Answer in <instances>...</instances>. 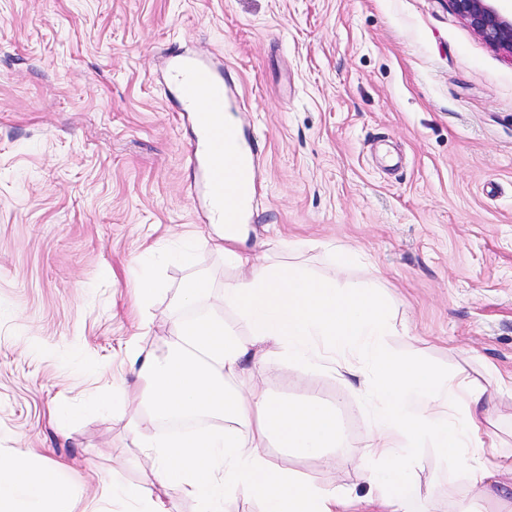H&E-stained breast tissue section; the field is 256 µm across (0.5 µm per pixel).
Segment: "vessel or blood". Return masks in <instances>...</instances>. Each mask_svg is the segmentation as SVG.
Returning a JSON list of instances; mask_svg holds the SVG:
<instances>
[{
  "label": "vessel or blood",
  "instance_id": "obj_1",
  "mask_svg": "<svg viewBox=\"0 0 512 512\" xmlns=\"http://www.w3.org/2000/svg\"><path fill=\"white\" fill-rule=\"evenodd\" d=\"M167 70L177 90V104L192 123L202 129V140L189 149L190 166L203 182L206 202L222 199L224 223L238 224L253 219L252 197H239L228 183V176L246 175L250 184H258L259 168L255 162L257 140L234 137L215 116L226 109L231 90L208 58L203 55L171 51Z\"/></svg>",
  "mask_w": 512,
  "mask_h": 512
}]
</instances>
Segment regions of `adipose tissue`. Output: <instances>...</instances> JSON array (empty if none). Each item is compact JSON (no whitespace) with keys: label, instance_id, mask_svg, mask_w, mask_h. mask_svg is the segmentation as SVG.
<instances>
[{"label":"adipose tissue","instance_id":"ef3b65f1","mask_svg":"<svg viewBox=\"0 0 512 512\" xmlns=\"http://www.w3.org/2000/svg\"><path fill=\"white\" fill-rule=\"evenodd\" d=\"M218 230L215 247L239 272L224 284V306L246 334L218 318L180 319L167 359L127 346L140 390L112 397L116 404L148 400L130 433L157 479L194 500L198 512H223L225 499L239 497L258 504L260 512H345L356 502L350 489L322 486L273 460L274 446L325 459L342 436L334 408L269 392L263 377L282 355L295 366L339 368L373 410L364 453L373 464L365 503H380L386 512H438L434 493L421 492L410 475L415 449L429 446L465 473L457 512H476L482 499L494 501L495 512H512V498L493 487L503 464L484 425V387L387 349L384 338L394 329L387 303L374 288L344 282L361 261L358 253L326 246L334 274L318 277L300 265L260 261L245 247L248 225L222 224ZM181 417L220 426L188 439L154 435L158 424ZM23 498L43 512L74 509L55 464L36 465L23 454L1 459L0 512H13Z\"/></svg>","mask_w":512,"mask_h":512}]
</instances>
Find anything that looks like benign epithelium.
Instances as JSON below:
<instances>
[{
	"label": "benign epithelium",
	"instance_id": "benign-epithelium-1",
	"mask_svg": "<svg viewBox=\"0 0 512 512\" xmlns=\"http://www.w3.org/2000/svg\"><path fill=\"white\" fill-rule=\"evenodd\" d=\"M448 5L490 49L512 58V11L495 0H448Z\"/></svg>",
	"mask_w": 512,
	"mask_h": 512
}]
</instances>
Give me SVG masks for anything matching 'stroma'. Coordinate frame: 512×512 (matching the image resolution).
<instances>
[{"label":"stroma","instance_id":"35a3bbf8","mask_svg":"<svg viewBox=\"0 0 512 512\" xmlns=\"http://www.w3.org/2000/svg\"><path fill=\"white\" fill-rule=\"evenodd\" d=\"M173 41L223 66L266 142L256 253L329 276L324 244L356 250L348 280L408 326L388 349L484 384L512 457V60L446 0H0V458L57 462L74 512H130L119 488L150 474L129 408L101 403L138 383L124 350L163 354L189 274L211 284L197 313L225 315L237 272L162 90ZM139 264L161 287L140 313ZM266 386L317 395L345 433L332 465L276 462L365 493L371 415L351 388L285 364ZM412 473L452 512L454 460L421 448Z\"/></svg>","mask_w":512,"mask_h":512}]
</instances>
